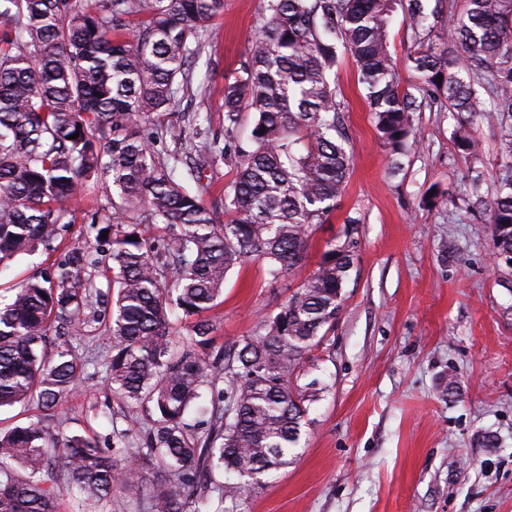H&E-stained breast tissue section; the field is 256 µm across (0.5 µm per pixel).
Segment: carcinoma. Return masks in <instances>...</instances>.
Wrapping results in <instances>:
<instances>
[{
	"label": "carcinoma",
	"mask_w": 512,
	"mask_h": 512,
	"mask_svg": "<svg viewBox=\"0 0 512 512\" xmlns=\"http://www.w3.org/2000/svg\"><path fill=\"white\" fill-rule=\"evenodd\" d=\"M395 4L264 0L257 36L224 86V142L202 147L204 163L229 155L237 166L209 207L189 189L201 167L182 169L178 155L157 148L185 140V127L169 120L145 132L139 120L172 114L192 45L224 0H0V262L56 250L90 184L108 199L84 215L95 245L65 250L53 271L0 307V407L33 399L58 407L80 387L85 363L52 329L86 332L104 321L110 387L151 410L145 458L180 483L147 492L93 438L54 437L37 418L0 432V512H61L67 499L100 502L117 488L146 499L150 512H201L185 490L208 487L214 472L252 478L294 457L307 409L293 379L336 322L361 219H346L343 243H327L318 267L251 335L217 347L203 314L227 272L248 259L273 281L297 272L313 227L330 222L351 165L330 82L338 49L355 60L378 136L395 156L414 137V113L441 97L468 154L479 146L474 118L512 115V0H466L441 47L422 0H407L421 47L411 57L418 97L401 86L388 50ZM244 111L256 117L247 147L238 139ZM485 212L495 254L511 258V175ZM149 225L161 234L147 236ZM100 266L112 272L105 290L92 280ZM175 311L190 320L182 343L171 332ZM221 380L227 387L217 388ZM206 387L210 405L198 408ZM7 461L23 473L3 468Z\"/></svg>",
	"instance_id": "carcinoma-1"
}]
</instances>
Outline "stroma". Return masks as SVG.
I'll use <instances>...</instances> for the list:
<instances>
[{"label":"stroma","instance_id":"stroma-1","mask_svg":"<svg viewBox=\"0 0 512 512\" xmlns=\"http://www.w3.org/2000/svg\"><path fill=\"white\" fill-rule=\"evenodd\" d=\"M263 0H224L194 57L177 112H200L224 133V84L256 35ZM402 87H413L417 43L396 10L388 35ZM342 104L351 168L330 223L314 227L302 271L271 281L256 260L230 270L210 316L217 345L251 334L261 316L311 273L345 220L361 217L335 324L303 359L315 382L296 456L265 473L224 512H512V268L494 256L476 206L493 198L508 161L512 117L479 124L477 154L456 147V119L426 108L401 161L380 142L354 60L331 76ZM54 255L0 265V303L49 272ZM87 359L79 392L58 410L37 402L0 410V432L44 418L52 434L90 435L106 451H138L148 410L108 386L112 338L71 331ZM496 445L481 447L482 435Z\"/></svg>","mask_w":512,"mask_h":512}]
</instances>
